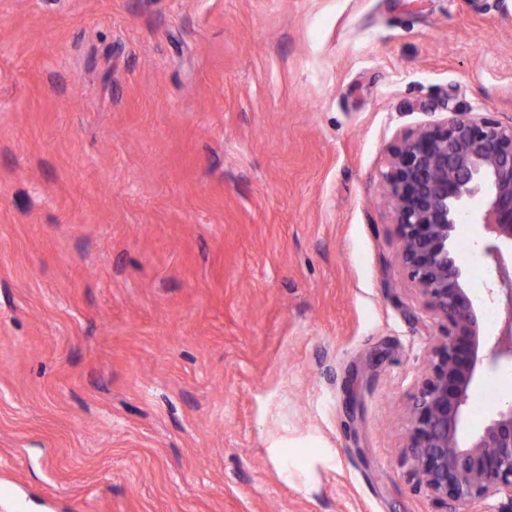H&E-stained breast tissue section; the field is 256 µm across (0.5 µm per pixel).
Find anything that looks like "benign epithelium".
Masks as SVG:
<instances>
[{"label": "benign epithelium", "instance_id": "benign-epithelium-1", "mask_svg": "<svg viewBox=\"0 0 512 512\" xmlns=\"http://www.w3.org/2000/svg\"><path fill=\"white\" fill-rule=\"evenodd\" d=\"M383 196L392 203L396 258L441 334L408 409L406 451L416 484L446 508L491 497L512 512V402L466 436L472 386L483 373L512 364V122L489 113L450 112L400 136L387 149ZM493 236L484 252L497 282L488 297L507 317L490 341L467 277L457 264V225Z\"/></svg>", "mask_w": 512, "mask_h": 512}]
</instances>
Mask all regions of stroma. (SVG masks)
Here are the masks:
<instances>
[{
	"label": "stroma",
	"mask_w": 512,
	"mask_h": 512,
	"mask_svg": "<svg viewBox=\"0 0 512 512\" xmlns=\"http://www.w3.org/2000/svg\"><path fill=\"white\" fill-rule=\"evenodd\" d=\"M453 111L512 0H0V512H445L380 193Z\"/></svg>",
	"instance_id": "35a3bbf8"
}]
</instances>
